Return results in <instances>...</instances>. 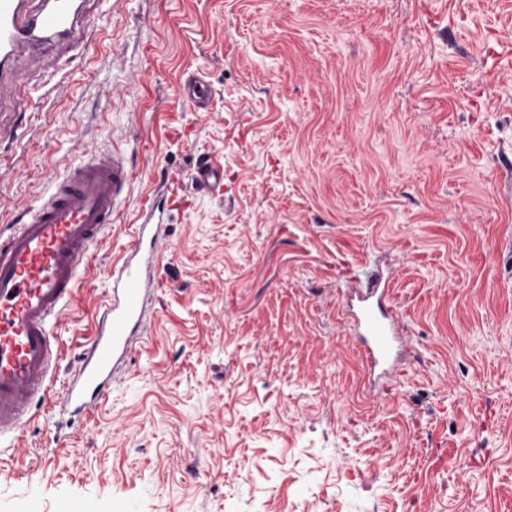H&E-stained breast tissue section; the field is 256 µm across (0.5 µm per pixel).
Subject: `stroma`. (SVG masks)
<instances>
[{
    "mask_svg": "<svg viewBox=\"0 0 512 512\" xmlns=\"http://www.w3.org/2000/svg\"><path fill=\"white\" fill-rule=\"evenodd\" d=\"M86 48L0 79V233L91 154L131 180L0 446V512H512V0H84ZM206 111L182 95L191 74ZM224 184L197 193L209 160ZM145 332L53 398L155 201ZM391 274L372 388L352 289ZM185 99L197 112L207 109L209 100V89L202 78L196 74H191L184 84Z\"/></svg>",
    "mask_w": 512,
    "mask_h": 512,
    "instance_id": "1",
    "label": "stroma"
}]
</instances>
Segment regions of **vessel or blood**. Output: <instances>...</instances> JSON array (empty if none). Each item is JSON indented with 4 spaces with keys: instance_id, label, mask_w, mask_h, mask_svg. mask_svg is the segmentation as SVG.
<instances>
[{
    "instance_id": "b4317fda",
    "label": "vessel or blood",
    "mask_w": 512,
    "mask_h": 512,
    "mask_svg": "<svg viewBox=\"0 0 512 512\" xmlns=\"http://www.w3.org/2000/svg\"><path fill=\"white\" fill-rule=\"evenodd\" d=\"M27 0H0V71L19 44L48 48L64 39L83 45L88 27L79 23L74 0L28 9ZM195 111L207 108L209 89L197 75L184 84ZM130 171L124 155L101 153L73 167L23 223L0 239V437L14 434L35 400L50 392L59 358L54 328L80 286V265L115 218ZM149 282L140 264L112 269L110 302L79 363L56 402L62 409H93L117 378L146 321ZM352 322L369 373L388 375L398 356V310L382 277L356 294Z\"/></svg>"
}]
</instances>
